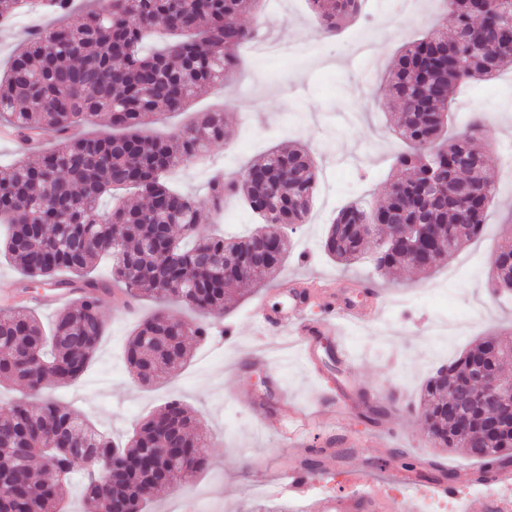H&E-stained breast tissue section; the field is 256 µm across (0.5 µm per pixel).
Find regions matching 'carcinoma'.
Returning a JSON list of instances; mask_svg holds the SVG:
<instances>
[{
	"instance_id": "obj_1",
	"label": "carcinoma",
	"mask_w": 512,
	"mask_h": 512,
	"mask_svg": "<svg viewBox=\"0 0 512 512\" xmlns=\"http://www.w3.org/2000/svg\"><path fill=\"white\" fill-rule=\"evenodd\" d=\"M260 0H108L76 24H61L29 36L0 78V122L24 143L45 133L52 148L29 162L0 167V250L21 270L19 293L43 288L72 297L52 326L45 328L21 303L0 310V382L23 387L28 399L0 414V512H49L78 481L85 508L104 512H145L144 490L178 489L206 465L201 448L207 433L199 418L173 400L141 420L127 441L113 444L77 414L44 394L49 382L68 384L81 377L96 357L105 323L102 297L120 284L131 298L183 302L204 318H221L224 295L279 271L289 239L278 250L265 249L264 224H302L314 200L318 168L312 150L297 145L274 150L240 172L215 174L205 199L171 186V171L202 159L217 141L229 143L224 113L208 112L167 137L145 128L161 112H181L204 87L223 84L235 73L240 47L262 36V23L249 27L240 14ZM328 33L354 20L363 0H309ZM453 17L449 32L434 27L402 47L385 79L397 112L393 133L409 150L396 155L389 192L368 209L348 202L331 219L322 251L342 264L360 259L367 240L363 219L427 224L420 250L398 242L379 251L376 270L406 265L424 274L455 255L465 240L478 237L486 212L498 194L487 175L490 158L473 141L487 126L480 113L450 137L454 95L467 83L495 78L512 64V0H443ZM26 0H0V21L14 18ZM174 41L151 53V38ZM102 117L120 135L77 136L73 131ZM131 190L109 212L101 202L116 191ZM242 200L257 225L229 238L185 230L157 232L197 223L204 205L220 208L224 198ZM498 272L489 292L512 294V244L496 251ZM103 256L113 260V282L91 276ZM208 328L189 324L159 309L137 324L124 348V361L138 382L151 385L188 362L191 342ZM512 357V347L487 337L426 381L420 407L430 441L437 448L463 447L482 464H512V421L489 427V409L456 387L473 363L497 372ZM469 420L458 429L457 409ZM175 448L182 463L161 461ZM93 458L110 477L87 471ZM422 477L457 480L438 460Z\"/></svg>"
}]
</instances>
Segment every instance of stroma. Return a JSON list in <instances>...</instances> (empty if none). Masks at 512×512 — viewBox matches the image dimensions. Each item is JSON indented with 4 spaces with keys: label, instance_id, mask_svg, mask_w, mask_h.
Here are the masks:
<instances>
[{
    "label": "stroma",
    "instance_id": "1",
    "mask_svg": "<svg viewBox=\"0 0 512 512\" xmlns=\"http://www.w3.org/2000/svg\"><path fill=\"white\" fill-rule=\"evenodd\" d=\"M90 4L91 0H73L63 16L33 8L0 26V75L29 29L77 22ZM257 11L265 40L295 46V54L261 59L241 53L232 81L206 89L187 111L165 114L150 132L164 135L201 113L223 112L225 123L236 132L234 141L215 143L204 163L171 175L176 188L197 196L204 195L215 171H237L272 148H287L295 140L307 143L315 154L320 180L312 210L296 229L285 264L274 278L227 300L222 324L234 333L223 349H212L207 342L195 344L185 368L150 387L138 385L128 372L123 347L137 319L150 314L153 302L140 301L130 312L112 297H104L100 313L106 333L95 361L79 381L47 389L54 401L89 419L119 444L138 420L169 401H180L195 412L208 433L203 450L206 466L182 489L155 491L150 512H185L189 498L204 504L206 512H269L273 507L295 512L299 501L290 495L253 493L257 485L279 483V463L286 450L274 434L276 415H263L247 404L251 396L269 393L266 374L239 366L258 332L251 318L256 302L263 297L274 308L287 304L290 280L333 281L360 305L365 298L359 281L372 280L382 289L390 304L381 315L342 325L348 351L344 368L349 378L383 394H395L411 408L407 414L390 411L381 426L369 425L354 411L334 415L323 410L320 418L325 426L310 431L309 439L323 444L333 437L344 450L349 437L359 436L365 445L348 465L319 473L311 488L315 494L348 493L351 469L380 474L400 468L403 460L417 464L431 455L451 469H475L465 452L433 448L419 409L421 387L436 367L468 350L475 340L512 339V299L493 297L486 288L490 257L512 236V172L500 162L490 168L499 194L488 211L484 233L463 243L457 253L461 259L481 252L487 258L455 281L447 279L451 267L447 261L426 277L408 269L384 276L369 260L339 264L320 249L338 207L355 199L375 205L388 192L391 165L406 145L390 129L392 106L384 76L404 43L438 25L451 28L441 0H418L415 12L403 16L389 15L385 0H365L361 15L334 35L324 31L307 0H260ZM456 107L463 118L473 112L485 115L489 132L477 140L479 149L490 144L512 146V69L495 80L461 87ZM251 222V214L235 200L219 211L208 206L201 210L200 228L205 232L218 227L239 234ZM304 253L310 254L309 263H301ZM442 312L469 321L464 334L449 339L443 354L435 351L428 336ZM279 371L289 396L306 406L314 404L327 385L326 378L308 371L296 346L289 348L288 361ZM390 427L398 436L388 445L384 437Z\"/></svg>",
    "mask_w": 512,
    "mask_h": 512
}]
</instances>
